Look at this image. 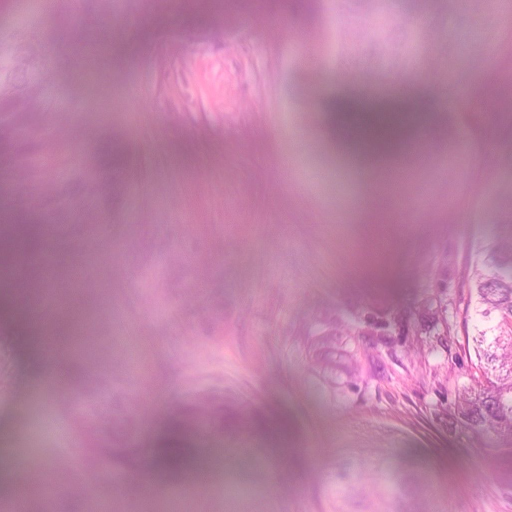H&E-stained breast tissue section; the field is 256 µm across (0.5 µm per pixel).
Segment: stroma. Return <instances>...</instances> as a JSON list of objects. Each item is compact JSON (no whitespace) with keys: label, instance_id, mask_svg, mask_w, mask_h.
I'll return each instance as SVG.
<instances>
[{"label":"stroma","instance_id":"stroma-1","mask_svg":"<svg viewBox=\"0 0 512 512\" xmlns=\"http://www.w3.org/2000/svg\"><path fill=\"white\" fill-rule=\"evenodd\" d=\"M396 33L428 37L398 67L374 39L378 0H0V52H46L73 138L112 141V215L64 225L43 273L0 289V512H512V464L456 414L479 372L468 288L475 245L512 209V110L444 112L449 88L495 102L512 13L498 0H390ZM480 47H471L472 35ZM316 70L296 65L309 39ZM112 46L88 72L83 45ZM410 93L425 151L392 183L329 143L333 93ZM495 127L486 139L475 124ZM41 323H26L28 304ZM67 337L48 356L41 335ZM102 387L104 436L130 427L135 465L84 462L82 393ZM224 394V434L193 463L155 457L179 405ZM37 461L46 483L18 479Z\"/></svg>","mask_w":512,"mask_h":512}]
</instances>
